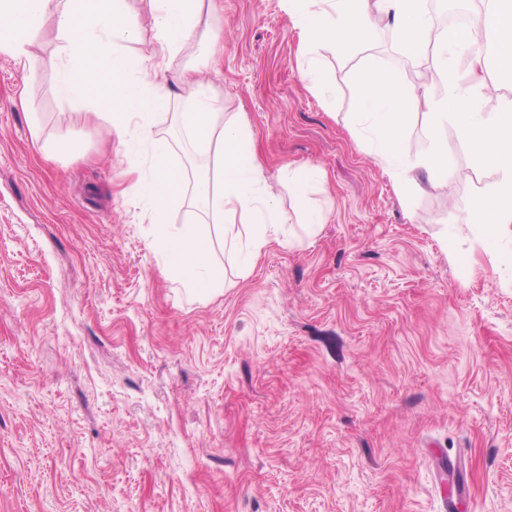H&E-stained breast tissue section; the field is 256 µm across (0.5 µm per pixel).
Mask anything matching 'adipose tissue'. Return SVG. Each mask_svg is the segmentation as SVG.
I'll use <instances>...</instances> for the list:
<instances>
[{
    "label": "adipose tissue",
    "instance_id": "obj_1",
    "mask_svg": "<svg viewBox=\"0 0 512 512\" xmlns=\"http://www.w3.org/2000/svg\"><path fill=\"white\" fill-rule=\"evenodd\" d=\"M198 0H150L153 51L144 56L138 73H131L125 52L129 42L144 33L125 0H64L52 9V0H0V52L10 54L24 68H48L57 75V93L64 100L82 102L96 98L108 116L109 132L124 146L145 145L150 172L139 175L133 191L143 203L150 223L163 225L166 267L193 296L215 292L221 275L210 260L214 237L234 247L243 265H250L270 242L289 243L287 216L276 202L262 195L263 170L247 151V129L224 117V107L195 76L171 74L170 58L187 44H194L198 66H206L218 51L217 38L193 43ZM488 10L472 21L473 34L455 29L436 40L435 64L445 95L432 106L435 125L453 124L457 134L479 163L495 168L499 178L493 188L478 196L463 211L459 223L474 227L485 250L500 252L512 263V252H501L504 238L512 237V99H502L495 111L481 103L489 89L487 73L496 67L512 78V0H489ZM293 21L305 37L306 53L300 75L315 91H322L318 46L350 43L366 46L376 41L383 21L398 33L401 54H421L423 38L432 19L421 0H288ZM55 13L62 52L35 57L30 36L48 13ZM469 58L467 76H459L455 62ZM188 89L186 108L175 121L196 151L212 160V168L186 178L172 161L169 140L156 120L170 108L168 83ZM360 121L369 134L374 154L389 174L397 192H405L412 171L422 168L436 181L451 185L458 177L448 162V145L434 142L421 156L409 157L404 148L402 116L409 91L384 69L364 70L359 78ZM205 222L216 226L217 236L194 227H169L170 209L181 193Z\"/></svg>",
    "mask_w": 512,
    "mask_h": 512
}]
</instances>
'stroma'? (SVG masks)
I'll list each match as a JSON object with an SVG mask.
<instances>
[{
	"instance_id": "1",
	"label": "stroma",
	"mask_w": 512,
	"mask_h": 512,
	"mask_svg": "<svg viewBox=\"0 0 512 512\" xmlns=\"http://www.w3.org/2000/svg\"><path fill=\"white\" fill-rule=\"evenodd\" d=\"M198 32L224 39L199 78L292 237L246 267L216 243L211 297L164 267L131 190L145 155L104 148L95 100L0 53V512H438L439 450L464 455L471 512H512V269L458 223L498 174L435 130L430 56H401L389 26L323 45L321 96L285 0H214ZM369 67L414 88L408 152L447 141L453 186L418 170L398 195L359 123Z\"/></svg>"
}]
</instances>
